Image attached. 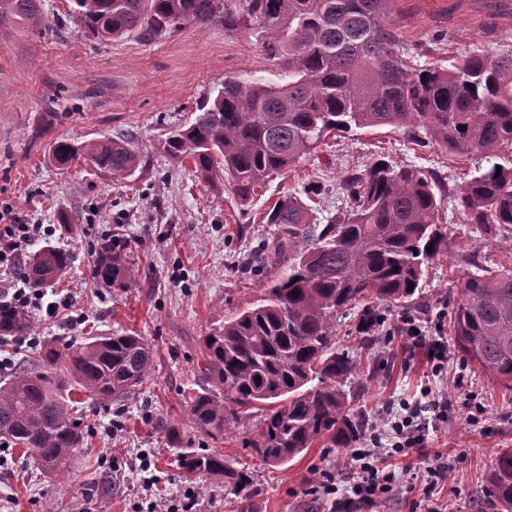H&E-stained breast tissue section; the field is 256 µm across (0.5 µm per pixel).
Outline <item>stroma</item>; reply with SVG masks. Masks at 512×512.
<instances>
[{
  "label": "stroma",
  "mask_w": 512,
  "mask_h": 512,
  "mask_svg": "<svg viewBox=\"0 0 512 512\" xmlns=\"http://www.w3.org/2000/svg\"><path fill=\"white\" fill-rule=\"evenodd\" d=\"M58 15L43 34L0 29V206L48 234L23 248L32 255L50 246L69 254L71 269L58 291L70 294L67 314L32 318L36 343L0 350L11 368L38 365V347L90 336L137 334L155 354L150 378L124 401L100 402L72 392L73 415L88 430L87 445L72 459L67 480L41 475L20 450L0 451V512H148L150 500L182 499L180 449L217 447L226 465L248 464L261 493L258 512H339L356 478L352 450L316 444L271 468L252 455L248 430L261 415L242 413L234 434L212 441L189 419L183 396L206 385L201 340L232 313L249 307L279 265L256 266L254 257L276 235L264 217L288 193L312 190L319 224L346 212L342 183L375 159L410 165L462 183L473 162L412 144L402 130L369 127L327 137L312 155L273 176L250 203L231 189L198 179L190 162L176 163L162 147L170 129L194 121L225 78L244 83L278 81L257 30L217 18L189 24L156 40L136 35L101 42L67 18L65 0H43ZM391 19L421 63L460 58L477 47H512V11L503 0H393ZM123 131L139 159L124 181L102 178L82 163L57 167L48 149L57 140L82 143ZM73 215L60 224L58 211ZM439 224L445 250L432 259L414 301L387 312L376 345L362 344L361 308L336 320V337L359 363L352 412L367 430L357 448L371 445L370 426L420 399L425 387L447 393V422L422 413L424 446L393 456V492L359 512H495L486 492L496 455L512 448V392L448 347V364L432 375L424 350L407 346L401 328L414 318L435 335L438 314H451L454 282L473 265L494 270L512 262V229L488 235L465 223L445 200ZM115 236L135 273L129 287L113 288L94 274L102 239ZM10 370L0 371V379ZM177 428L180 445L168 438ZM355 447V448H356ZM447 458V481L427 487L425 471L436 455Z\"/></svg>",
  "instance_id": "35a3bbf8"
}]
</instances>
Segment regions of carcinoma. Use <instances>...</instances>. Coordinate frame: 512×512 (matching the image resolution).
Masks as SVG:
<instances>
[{"mask_svg": "<svg viewBox=\"0 0 512 512\" xmlns=\"http://www.w3.org/2000/svg\"><path fill=\"white\" fill-rule=\"evenodd\" d=\"M392 0H245L240 16L224 0H68L69 17L95 39L160 37L219 16L257 26L281 67V82L242 83L203 105L195 121L169 131L166 155L188 158L210 186L229 184L243 203L276 173L312 154L331 133L393 126L411 143L460 158L480 156L454 190L409 165L375 160L343 180L350 210L316 224L311 208L288 194L267 213L280 234L263 255L289 263L262 284L261 297L203 337L202 372L210 387L186 399L189 418L213 440L228 436L240 413L274 401L251 449L281 466L325 440L348 448L359 435L350 414L355 357L336 347V314L372 299L406 303L439 253L437 215L450 194L468 224L486 231L512 225V51L484 49L460 60L420 65L391 20ZM52 27L41 0H0V28ZM510 152L501 163L503 152ZM58 166L82 159L105 176L134 175L137 154L121 131L73 144L57 141ZM68 255L51 247L33 254L26 275L36 288L59 281ZM99 278L126 286L134 277L117 244L99 247ZM450 332L466 360L512 392V263L477 266L458 283ZM33 332L29 315L0 307V334ZM43 371L20 370L0 385V438L19 448L49 478L69 475L84 432L62 394L66 380L99 400H120L149 377L153 352L138 335L93 336L40 352ZM178 467L192 480L209 475L233 485L239 512H257L260 491L247 467L231 468L217 450L182 451ZM492 498L512 512V448L495 457Z\"/></svg>", "mask_w": 512, "mask_h": 512, "instance_id": "obj_1", "label": "carcinoma"}]
</instances>
